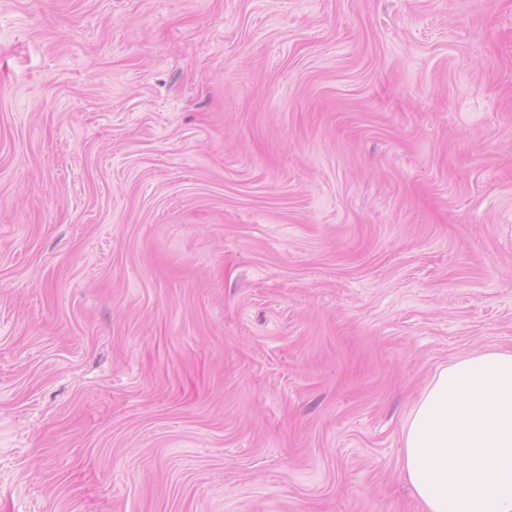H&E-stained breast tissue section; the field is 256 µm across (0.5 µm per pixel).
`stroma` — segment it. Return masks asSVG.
I'll list each match as a JSON object with an SVG mask.
<instances>
[{
    "mask_svg": "<svg viewBox=\"0 0 512 512\" xmlns=\"http://www.w3.org/2000/svg\"><path fill=\"white\" fill-rule=\"evenodd\" d=\"M489 349L512 0H0V512H420Z\"/></svg>",
    "mask_w": 512,
    "mask_h": 512,
    "instance_id": "obj_1",
    "label": "stroma"
}]
</instances>
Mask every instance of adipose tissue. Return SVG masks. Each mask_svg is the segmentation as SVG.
Here are the masks:
<instances>
[{"label":"adipose tissue","instance_id":"obj_1","mask_svg":"<svg viewBox=\"0 0 512 512\" xmlns=\"http://www.w3.org/2000/svg\"><path fill=\"white\" fill-rule=\"evenodd\" d=\"M401 464L423 512H512V351L437 371L405 423Z\"/></svg>","mask_w":512,"mask_h":512}]
</instances>
